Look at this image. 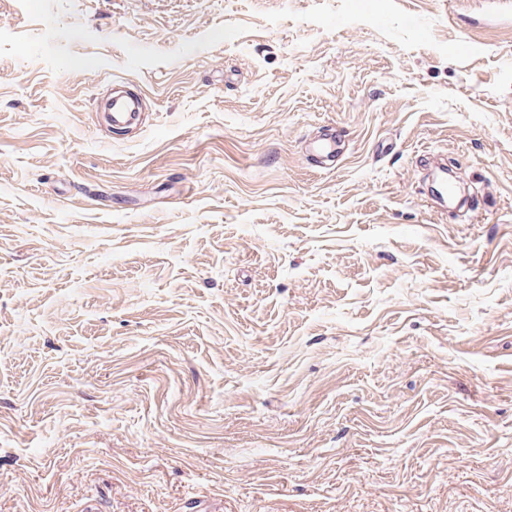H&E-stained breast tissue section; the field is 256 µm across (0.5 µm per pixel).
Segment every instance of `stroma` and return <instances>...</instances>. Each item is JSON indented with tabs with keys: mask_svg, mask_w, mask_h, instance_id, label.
Returning <instances> with one entry per match:
<instances>
[{
	"mask_svg": "<svg viewBox=\"0 0 512 512\" xmlns=\"http://www.w3.org/2000/svg\"><path fill=\"white\" fill-rule=\"evenodd\" d=\"M0 512H512V0H0Z\"/></svg>",
	"mask_w": 512,
	"mask_h": 512,
	"instance_id": "1",
	"label": "stroma"
}]
</instances>
